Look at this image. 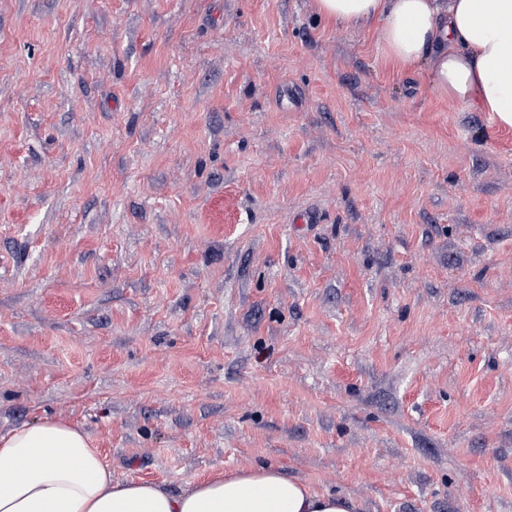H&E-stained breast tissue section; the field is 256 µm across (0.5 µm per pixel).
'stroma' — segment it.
<instances>
[{
    "instance_id": "obj_1",
    "label": "stroma",
    "mask_w": 512,
    "mask_h": 512,
    "mask_svg": "<svg viewBox=\"0 0 512 512\" xmlns=\"http://www.w3.org/2000/svg\"><path fill=\"white\" fill-rule=\"evenodd\" d=\"M47 416L512 512V128L313 0H0V433Z\"/></svg>"
}]
</instances>
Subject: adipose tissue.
<instances>
[{
    "mask_svg": "<svg viewBox=\"0 0 512 512\" xmlns=\"http://www.w3.org/2000/svg\"><path fill=\"white\" fill-rule=\"evenodd\" d=\"M319 18L375 25L393 63H427L449 100L512 128V0H316ZM24 470H17L19 462ZM273 465L216 472L178 493L146 481L116 482L76 425L53 417L0 435V512H357Z\"/></svg>",
    "mask_w": 512,
    "mask_h": 512,
    "instance_id": "1",
    "label": "adipose tissue"
}]
</instances>
